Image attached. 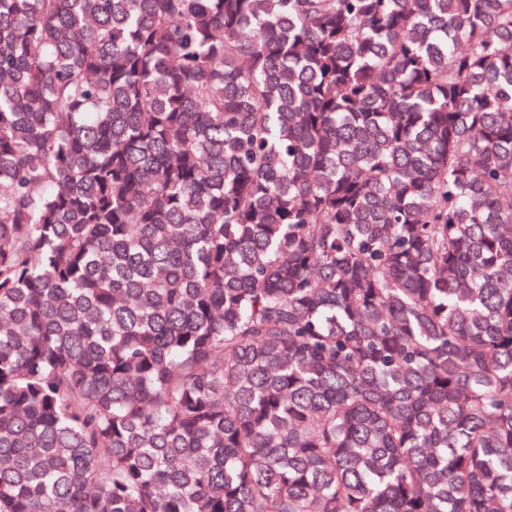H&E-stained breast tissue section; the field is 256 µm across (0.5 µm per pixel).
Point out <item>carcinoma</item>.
Instances as JSON below:
<instances>
[{
    "instance_id": "carcinoma-1",
    "label": "carcinoma",
    "mask_w": 512,
    "mask_h": 512,
    "mask_svg": "<svg viewBox=\"0 0 512 512\" xmlns=\"http://www.w3.org/2000/svg\"><path fill=\"white\" fill-rule=\"evenodd\" d=\"M0 512H512V0H0Z\"/></svg>"
}]
</instances>
